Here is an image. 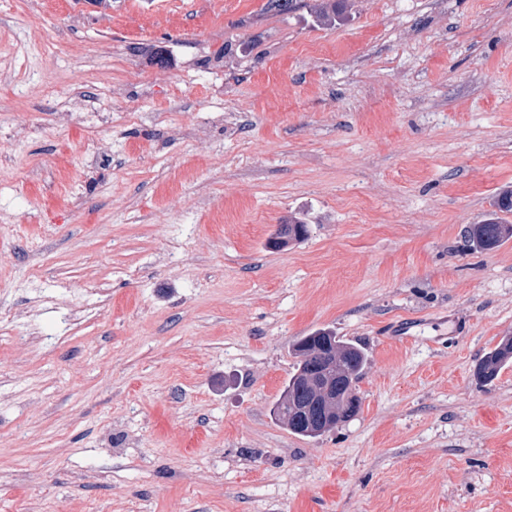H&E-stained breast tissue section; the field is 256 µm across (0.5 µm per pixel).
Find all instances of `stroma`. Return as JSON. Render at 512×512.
Instances as JSON below:
<instances>
[{
	"label": "stroma",
	"instance_id": "obj_1",
	"mask_svg": "<svg viewBox=\"0 0 512 512\" xmlns=\"http://www.w3.org/2000/svg\"><path fill=\"white\" fill-rule=\"evenodd\" d=\"M266 3L0 0V512H512V0ZM320 329L367 364L309 438ZM268 0V9L277 13H290L300 7H308L318 22L330 25L335 23L345 8L344 0ZM464 238L469 246L491 250L512 238V224L504 217H492L483 224H472ZM296 367L289 377L281 396L277 400L273 414L285 424L288 429L304 437L316 438L330 430L340 421H347L358 410V405L352 411V398L349 397L348 387L356 384L363 375L366 357L363 348L358 344L346 342L335 336L331 331L319 330L309 336L299 338L294 344ZM329 368L331 379L321 378L317 366ZM323 386L324 393L320 395ZM309 409L310 421L302 422L299 412ZM360 409V407H359ZM359 411V410H358ZM324 422L328 429L319 432V426ZM512 360V336L504 337L495 348L486 352L477 367V375L484 382L493 381L501 369Z\"/></svg>",
	"mask_w": 512,
	"mask_h": 512
}]
</instances>
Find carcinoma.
<instances>
[{"label":"carcinoma","mask_w":512,"mask_h":512,"mask_svg":"<svg viewBox=\"0 0 512 512\" xmlns=\"http://www.w3.org/2000/svg\"><path fill=\"white\" fill-rule=\"evenodd\" d=\"M301 7L309 8L318 22L330 25L340 17L345 4L344 0H314L312 4L307 0H268V9L278 13H290ZM496 208L503 216L492 217L465 230L468 245L491 250L512 238V222L504 218L512 213V191L497 198ZM294 352L297 358L295 371L277 400L273 414L292 433L316 438L321 435V423L331 428L354 414L348 387L356 385L362 377L366 357L361 346L346 342L327 330L299 338L294 344ZM511 360L512 336H509L484 354L477 375L481 380L491 382ZM320 365L329 368L336 384V393L326 397L320 395L323 386L317 370ZM306 410L309 411V422L304 423L301 413Z\"/></svg>","instance_id":"1"}]
</instances>
